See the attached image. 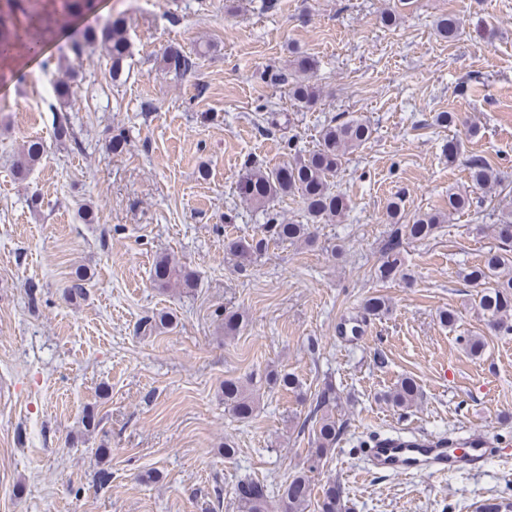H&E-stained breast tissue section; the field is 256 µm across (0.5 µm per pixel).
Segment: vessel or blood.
<instances>
[{"label": "vessel or blood", "instance_id": "obj_1", "mask_svg": "<svg viewBox=\"0 0 512 512\" xmlns=\"http://www.w3.org/2000/svg\"><path fill=\"white\" fill-rule=\"evenodd\" d=\"M498 453L493 438L473 429L461 439L435 435L378 436L370 440L364 456L367 465L375 470L432 476L480 471Z\"/></svg>", "mask_w": 512, "mask_h": 512}]
</instances>
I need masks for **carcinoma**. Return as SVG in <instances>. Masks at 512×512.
Instances as JSON below:
<instances>
[{"label":"carcinoma","instance_id":"1","mask_svg":"<svg viewBox=\"0 0 512 512\" xmlns=\"http://www.w3.org/2000/svg\"><path fill=\"white\" fill-rule=\"evenodd\" d=\"M8 10L0 12V50L9 46L11 25L17 14H26L23 0H7ZM461 27L455 15H444L435 21L438 35L451 40ZM91 45L104 50L111 62L112 76H117L129 56L130 43L124 23L110 21L102 26L87 27L81 38L70 44V51L80 56ZM162 66L176 75L194 71L196 61L184 50L171 47L161 57ZM313 69V62L306 57L296 59L298 76L282 73L272 75V81L288 85L292 98L300 103L314 101L318 92L306 82L303 75ZM55 134L59 138L72 136V128L67 109L78 100L76 77L69 70H59L54 83ZM372 136L371 126L356 119L338 121L332 118L321 131L316 149L304 155L296 153L286 165L268 169L263 164L253 162L246 167L238 180L237 191L240 198L250 204L266 207L276 199L297 195L301 198L308 215L316 223H337L347 211L344 198L331 192L330 184L342 168L346 156L362 147ZM43 144L39 140L30 141L24 149L23 160L17 165L16 177L24 179L31 168L40 161ZM470 182L481 189L491 191L498 186L497 172L481 156L470 158L466 164ZM474 205L473 198L460 192L448 194V213L425 212L412 222L402 224L384 244L385 260L378 268V276L389 280L397 275L407 276L402 253L405 240H424L433 236L440 225L447 221V214L468 211ZM311 224H284L277 215L266 214L261 237L232 239L225 244L229 253L237 258L240 267H245L253 257L267 250L269 244L284 241L314 242ZM500 245L486 252L481 261L472 266L466 278L484 285L479 295L478 306L482 314L490 319L495 329L512 330V202L503 206L501 223L495 225ZM197 273L187 264L166 257L156 260L153 272L155 285L163 291L178 290L187 293L196 285ZM389 309L387 299L380 295L366 300L363 315L380 316ZM268 383L294 391L300 387L299 379L292 373L275 371L268 375ZM418 384L415 379L406 377L397 383L387 395V400L396 408L413 405L418 397ZM224 404L229 406L240 419L252 416L257 398L247 391L239 380L224 381ZM336 409V391L328 383L317 395L315 405L307 416L312 422L313 440L308 451L306 470L288 476L280 487L283 512H306L312 497L310 473L319 469L323 461L334 452L342 434L343 425L333 414ZM240 512H268V496L264 486L255 482H245L236 489ZM320 512H345L344 488L337 482L323 486Z\"/></svg>","mask_w":512,"mask_h":512}]
</instances>
